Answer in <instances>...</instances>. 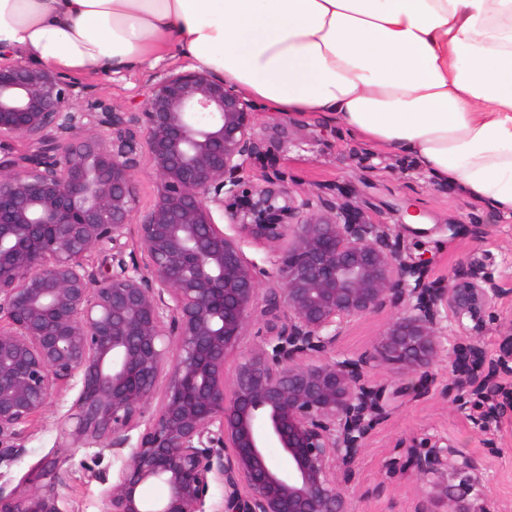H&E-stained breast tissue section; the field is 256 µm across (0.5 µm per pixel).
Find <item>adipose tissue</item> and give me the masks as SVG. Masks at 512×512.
<instances>
[{"instance_id":"obj_1","label":"adipose tissue","mask_w":512,"mask_h":512,"mask_svg":"<svg viewBox=\"0 0 512 512\" xmlns=\"http://www.w3.org/2000/svg\"><path fill=\"white\" fill-rule=\"evenodd\" d=\"M0 45L73 75L174 51L512 213V0H0Z\"/></svg>"}]
</instances>
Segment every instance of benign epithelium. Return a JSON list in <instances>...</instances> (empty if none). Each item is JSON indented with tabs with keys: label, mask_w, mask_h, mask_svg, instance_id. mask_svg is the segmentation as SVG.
<instances>
[{
	"label": "benign epithelium",
	"mask_w": 512,
	"mask_h": 512,
	"mask_svg": "<svg viewBox=\"0 0 512 512\" xmlns=\"http://www.w3.org/2000/svg\"><path fill=\"white\" fill-rule=\"evenodd\" d=\"M84 98L55 69L0 49V464L72 391L66 439L123 460L117 479L97 475L101 512H356L337 473L394 396L368 368L422 381L445 336H468L453 348L454 383L498 393L477 336L512 296L507 282L467 256L430 279L389 225L349 200L295 192L276 142L256 131L334 126L261 114L206 69L157 73L131 111ZM17 140L30 150L14 154ZM143 174L156 195L142 210ZM131 238L143 266L125 259ZM248 242L272 253L270 267L246 256ZM92 253L112 264L90 263ZM382 313L372 350L334 355L351 322ZM250 334L258 345L227 375ZM502 335L498 362L512 372V325ZM406 447L430 486L418 512H495L474 460L451 442ZM439 465L459 483L429 484ZM153 482L165 498L143 496ZM0 512L70 510L54 483L0 484Z\"/></svg>",
	"instance_id": "benign-epithelium-1"
}]
</instances>
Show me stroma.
Here are the masks:
<instances>
[{
  "mask_svg": "<svg viewBox=\"0 0 512 512\" xmlns=\"http://www.w3.org/2000/svg\"><path fill=\"white\" fill-rule=\"evenodd\" d=\"M149 75L143 68L107 78L84 75L79 82L90 100L125 110L142 94ZM274 136L280 165L292 178L294 190L327 188L350 199L371 221L390 225L412 256H428L431 278L446 277L456 260L467 255L512 280V222H494L497 210L489 201L432 175L415 155L380 147L342 125L325 138L295 128L276 130ZM475 223L487 227L479 244L470 234ZM387 320L381 314L354 321L337 343L336 355L351 357L370 350ZM453 345V340H445L444 352L423 383L414 373L393 366L369 371V380L397 387L401 395L372 429L363 453L342 480L358 512H415L424 486L416 480L403 446L413 436L452 440L473 458L480 490L495 502L497 512H512V416L497 418L484 433L475 427L470 418L475 396L453 386ZM69 406L66 398L53 401L36 419L25 453L0 466V480L28 489L42 459L54 456L59 460L58 489L72 512H100L101 485L92 472L97 469L116 478L121 461L94 444L69 447L59 426Z\"/></svg>",
  "mask_w": 512,
  "mask_h": 512,
  "instance_id": "35a3bbf8",
  "label": "stroma"
}]
</instances>
